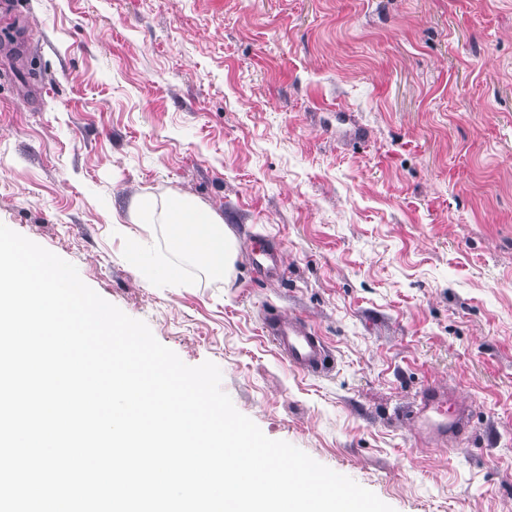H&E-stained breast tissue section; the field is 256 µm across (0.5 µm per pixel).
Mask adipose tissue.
I'll return each mask as SVG.
<instances>
[{
	"mask_svg": "<svg viewBox=\"0 0 512 512\" xmlns=\"http://www.w3.org/2000/svg\"><path fill=\"white\" fill-rule=\"evenodd\" d=\"M131 212L138 224H168L171 241L202 266L222 273L231 271L234 250L222 216L186 198L170 202L161 211L149 199L138 198Z\"/></svg>",
	"mask_w": 512,
	"mask_h": 512,
	"instance_id": "ef3b65f1",
	"label": "adipose tissue"
}]
</instances>
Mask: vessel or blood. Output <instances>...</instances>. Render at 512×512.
<instances>
[{
	"mask_svg": "<svg viewBox=\"0 0 512 512\" xmlns=\"http://www.w3.org/2000/svg\"><path fill=\"white\" fill-rule=\"evenodd\" d=\"M250 252L254 269L264 276L273 274L281 261L278 250L260 239L252 242ZM263 331L292 367L302 372L322 368L326 349L307 323L269 312L263 318ZM470 419V406L459 393L431 385L422 391L412 423L425 443L441 448L453 446L462 439L469 431Z\"/></svg>",
	"mask_w": 512,
	"mask_h": 512,
	"instance_id": "vessel-or-blood-1",
	"label": "vessel or blood"
}]
</instances>
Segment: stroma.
Wrapping results in <instances>:
<instances>
[{
  "mask_svg": "<svg viewBox=\"0 0 512 512\" xmlns=\"http://www.w3.org/2000/svg\"><path fill=\"white\" fill-rule=\"evenodd\" d=\"M2 68L0 223L394 512H512V0H20ZM141 197L221 215L229 276L132 223ZM431 384L471 406L457 449L411 425ZM250 252L253 267L262 276L273 274L281 262L279 251L268 246L261 239L252 242ZM263 332L292 367L304 373L322 368L326 349L307 323L279 312H267Z\"/></svg>",
  "mask_w": 512,
  "mask_h": 512,
  "instance_id": "35a3bbf8",
  "label": "stroma"
}]
</instances>
